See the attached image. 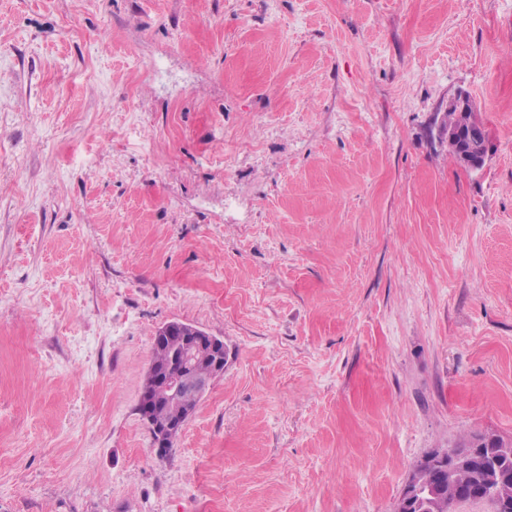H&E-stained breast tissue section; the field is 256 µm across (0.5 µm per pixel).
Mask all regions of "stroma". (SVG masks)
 <instances>
[{
	"instance_id": "35a3bbf8",
	"label": "stroma",
	"mask_w": 512,
	"mask_h": 512,
	"mask_svg": "<svg viewBox=\"0 0 512 512\" xmlns=\"http://www.w3.org/2000/svg\"><path fill=\"white\" fill-rule=\"evenodd\" d=\"M172 321L228 356L160 456ZM475 434L512 440V0H0V512H394ZM453 105L448 110V126L444 128L448 131V145L450 147H458L463 150V159L466 167L475 168L480 166L484 160L483 153V132L479 126H476L477 122L472 118V106L470 97L467 95H459ZM470 109L467 111V115L463 116L461 110ZM471 122L474 127L470 125L463 126L459 129L462 124ZM453 129H456L455 131Z\"/></svg>"
}]
</instances>
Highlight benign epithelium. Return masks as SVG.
I'll return each mask as SVG.
<instances>
[{"instance_id":"1","label":"benign epithelium","mask_w":512,"mask_h":512,"mask_svg":"<svg viewBox=\"0 0 512 512\" xmlns=\"http://www.w3.org/2000/svg\"><path fill=\"white\" fill-rule=\"evenodd\" d=\"M448 145L463 150L464 164L475 168L484 160L483 132L478 126H463L457 130L448 131ZM156 337L171 341L177 345V363L190 366L199 362L210 365V375L199 378L192 386L183 384L180 377L170 372L160 374L154 388H145L139 399V412L146 422H151V413L156 404L164 400H173L184 404L187 416L196 411L202 397L210 387L211 382L224 375L227 363L224 341L207 332L182 322H170L157 330ZM452 454L447 451L435 452L424 458L410 472L407 481L396 502L395 512H425L428 501L424 491L417 481L418 470L428 465L447 464ZM474 501L491 500L497 503L498 512H506L509 505L498 501L496 486L488 484L475 492Z\"/></svg>"}]
</instances>
